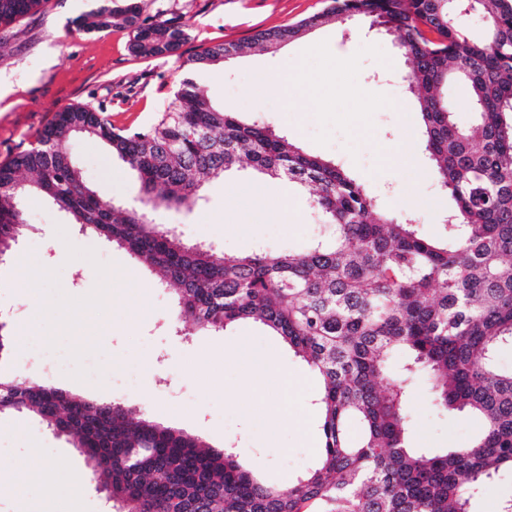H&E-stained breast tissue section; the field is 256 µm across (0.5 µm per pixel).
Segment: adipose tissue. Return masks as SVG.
I'll return each mask as SVG.
<instances>
[{
  "label": "adipose tissue",
  "mask_w": 512,
  "mask_h": 512,
  "mask_svg": "<svg viewBox=\"0 0 512 512\" xmlns=\"http://www.w3.org/2000/svg\"><path fill=\"white\" fill-rule=\"evenodd\" d=\"M345 76L338 70H327L311 74L300 62H293L275 84L289 110H296L305 100H322L326 86L343 82ZM41 482L54 487L55 494L38 500L26 496L23 488L31 482ZM9 490L17 500V512H83L82 491L74 476L51 470L37 459L29 458L19 462L7 482H0V491Z\"/></svg>",
  "instance_id": "obj_1"
}]
</instances>
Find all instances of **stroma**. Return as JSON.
<instances>
[{"label": "stroma", "mask_w": 512, "mask_h": 512, "mask_svg": "<svg viewBox=\"0 0 512 512\" xmlns=\"http://www.w3.org/2000/svg\"><path fill=\"white\" fill-rule=\"evenodd\" d=\"M126 0H44L40 10L0 25V165L34 142L53 115L73 105H103L121 128H141L163 112L182 74V64L205 47L242 42L258 32L286 28L325 10L330 0H136L142 16L163 14L184 23L187 38L178 54L140 57L130 49L131 29L86 31L78 19L100 5ZM301 59L309 72L330 59L352 63L355 92L329 93L305 102L299 116L288 114L273 87L285 61ZM407 69L392 35L359 19L342 27L307 31L268 52H253L202 71L199 81L211 101L243 119L262 118L286 132L306 152L336 160L351 171L384 212L397 218L412 214L420 233L442 235L443 216L452 205L438 185L415 121H399L392 103L409 101L402 76ZM408 139L413 163H389L376 150L379 142ZM67 149L85 181L104 196L130 201L138 182L128 167L94 139H76ZM207 200L192 210L157 214V223L174 229L188 243L212 245L217 253L243 255L256 248H299L330 238L331 225L312 208L308 191L284 178L256 177L251 167L210 184ZM288 201L290 219L277 216ZM29 232L0 262V322L12 339L0 370L41 381L25 366V328L33 313L31 282L14 280L17 257L46 270L39 286L58 308L43 319L42 341L60 347L71 362L96 355L102 363L97 383L65 372L51 385L100 402H118L132 411L147 410L166 426L202 438L215 449H233L240 462L268 484L286 486L315 463L320 443L316 400L320 381L281 337L252 321H239L221 332L184 328L175 321L174 291L157 287L154 273L124 249L66 223L44 199L23 204ZM134 281H127V274ZM111 296H103L104 288ZM267 363L266 384L282 374L305 377L303 390L287 401L306 414L307 429L282 425L276 405L265 403L251 381L256 363ZM139 384L123 389L119 379L129 368ZM415 444L453 448L472 435L464 417L436 409L425 381L412 401ZM36 453L60 469L81 475L83 456L69 438L54 434L39 419L0 415V472L19 457Z\"/></svg>", "instance_id": "35a3bbf8"}]
</instances>
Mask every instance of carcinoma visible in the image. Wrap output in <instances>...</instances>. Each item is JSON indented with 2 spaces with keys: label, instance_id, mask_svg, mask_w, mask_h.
I'll use <instances>...</instances> for the list:
<instances>
[{
  "label": "carcinoma",
  "instance_id": "1",
  "mask_svg": "<svg viewBox=\"0 0 512 512\" xmlns=\"http://www.w3.org/2000/svg\"><path fill=\"white\" fill-rule=\"evenodd\" d=\"M43 0H0V24ZM486 19L474 40L456 16ZM370 17L397 34L424 148L458 223L440 238L415 219L381 211L343 166L305 152L259 119L211 104L196 73L247 49H270L309 27ZM99 31L133 28L141 57L175 53L182 26L141 17L129 3L97 9ZM464 82L473 119L460 126L442 96ZM103 142L136 175L139 194L118 202L89 186L65 150L74 137ZM310 189L333 226L307 249L216 255L157 224L156 212L190 210L205 184L242 162ZM46 197L79 224L123 248L176 292V317L222 332L251 319L280 336L320 377L317 461L286 487L263 483L228 450L51 385L0 373V414H32L72 439L87 476L114 512H471L479 489L512 466V0H332L295 27L205 48L183 62L166 110L148 127L112 125L104 106L56 113L29 148L0 166V253L23 233L15 201ZM407 361L393 371V353ZM426 377L433 406L474 425L456 448H417L412 393Z\"/></svg>",
  "mask_w": 512,
  "mask_h": 512
}]
</instances>
